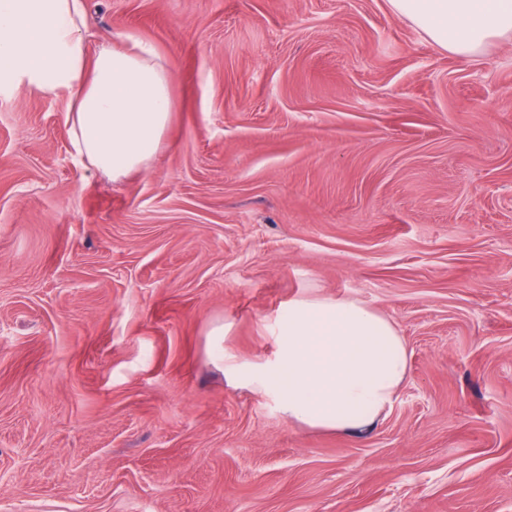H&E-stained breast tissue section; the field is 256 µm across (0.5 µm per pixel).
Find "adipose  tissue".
<instances>
[{
  "mask_svg": "<svg viewBox=\"0 0 512 512\" xmlns=\"http://www.w3.org/2000/svg\"><path fill=\"white\" fill-rule=\"evenodd\" d=\"M395 14L465 58L512 40V0H389ZM86 0H0V94L63 93L77 157L119 179L159 149L173 102L170 76L151 46L135 40L88 56ZM272 362L220 354L233 383L272 396L291 421L348 431L394 403L407 371L395 324L348 297L289 302L276 326Z\"/></svg>",
  "mask_w": 512,
  "mask_h": 512,
  "instance_id": "ef3b65f1",
  "label": "adipose tissue"
}]
</instances>
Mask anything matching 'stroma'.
Wrapping results in <instances>:
<instances>
[{
	"instance_id": "35a3bbf8",
	"label": "stroma",
	"mask_w": 512,
	"mask_h": 512,
	"mask_svg": "<svg viewBox=\"0 0 512 512\" xmlns=\"http://www.w3.org/2000/svg\"><path fill=\"white\" fill-rule=\"evenodd\" d=\"M174 112L79 163L65 96L0 95V512H512V42L464 59L389 0H86ZM300 297L408 353L352 432L230 383Z\"/></svg>"
}]
</instances>
